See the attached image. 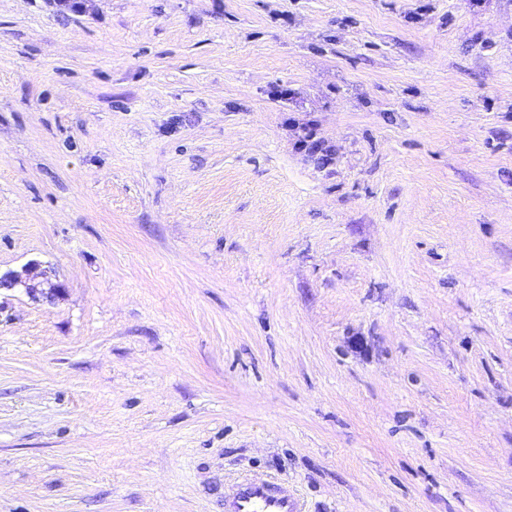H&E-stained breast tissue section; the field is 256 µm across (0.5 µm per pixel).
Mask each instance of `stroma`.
Returning a JSON list of instances; mask_svg holds the SVG:
<instances>
[{
  "label": "stroma",
  "mask_w": 512,
  "mask_h": 512,
  "mask_svg": "<svg viewBox=\"0 0 512 512\" xmlns=\"http://www.w3.org/2000/svg\"><path fill=\"white\" fill-rule=\"evenodd\" d=\"M32 260L0 512H512V0H0ZM224 512H303L288 486L264 477H245L224 485Z\"/></svg>",
  "instance_id": "35a3bbf8"
}]
</instances>
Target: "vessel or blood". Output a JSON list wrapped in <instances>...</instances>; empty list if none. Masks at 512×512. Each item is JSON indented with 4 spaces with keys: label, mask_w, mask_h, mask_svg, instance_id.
<instances>
[{
    "label": "vessel or blood",
    "mask_w": 512,
    "mask_h": 512,
    "mask_svg": "<svg viewBox=\"0 0 512 512\" xmlns=\"http://www.w3.org/2000/svg\"><path fill=\"white\" fill-rule=\"evenodd\" d=\"M224 512H303L293 491L277 481L245 477L224 488Z\"/></svg>",
    "instance_id": "1"
}]
</instances>
